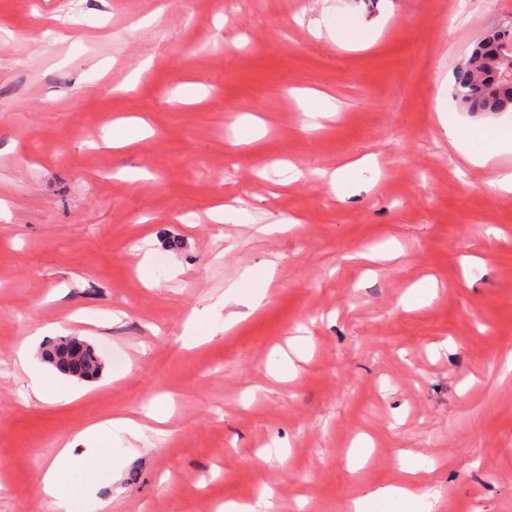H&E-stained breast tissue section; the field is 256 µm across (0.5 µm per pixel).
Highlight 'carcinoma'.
<instances>
[{"instance_id":"obj_1","label":"carcinoma","mask_w":512,"mask_h":512,"mask_svg":"<svg viewBox=\"0 0 512 512\" xmlns=\"http://www.w3.org/2000/svg\"><path fill=\"white\" fill-rule=\"evenodd\" d=\"M509 55L500 35L478 43L454 73L453 97L465 112H508L512 110V84L501 79L499 57ZM71 338L64 337L42 353L43 360L61 373L78 380L101 375L103 360L90 345L80 356L68 350Z\"/></svg>"}]
</instances>
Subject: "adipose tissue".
Here are the masks:
<instances>
[{
	"instance_id": "obj_1",
	"label": "adipose tissue",
	"mask_w": 512,
	"mask_h": 512,
	"mask_svg": "<svg viewBox=\"0 0 512 512\" xmlns=\"http://www.w3.org/2000/svg\"><path fill=\"white\" fill-rule=\"evenodd\" d=\"M309 25L315 35H328L340 46L355 44L357 34L368 33L373 29L372 23L359 16L355 9L349 8L339 13L326 6L322 7L319 17L310 20ZM470 127L472 138L486 143L485 153L471 158L472 166L484 167L494 157L512 149V129H500L486 120L471 122ZM271 282L272 273L267 270L251 276L246 287L228 288L224 294V302L231 305L232 310L224 318L225 328H232L248 315L254 314L265 300ZM61 332V326L56 323L33 325L14 359L17 368L30 371L29 388L37 400L45 403L52 400L45 377L42 373L30 370L34 348L43 338L56 336ZM144 430L145 427L139 420L128 416H114L86 425L75 441L63 442L55 464L51 465L41 478V496L51 512H85L86 502L81 488L67 486L60 469L61 463L72 457L76 444L84 445L83 456L97 484L109 486L114 481V466L100 449L95 448V441L116 438L134 443L142 439ZM437 500L436 490L407 482L371 489L354 499L350 509L351 512H433Z\"/></svg>"
}]
</instances>
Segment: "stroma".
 <instances>
[{
  "label": "stroma",
  "instance_id": "stroma-1",
  "mask_svg": "<svg viewBox=\"0 0 512 512\" xmlns=\"http://www.w3.org/2000/svg\"><path fill=\"white\" fill-rule=\"evenodd\" d=\"M325 4L378 19L375 42L296 23ZM493 29L512 30V0H0V512H48L38 485L64 439L150 411L170 418L147 420L137 454L102 442L118 478L95 512H207L264 484L278 512H347L400 481L403 450L431 463L436 512H512V195L436 114ZM297 89L335 114L305 129ZM242 113L266 133L238 147ZM127 116L155 131L134 155L105 145ZM366 155L375 186L338 199L321 171ZM276 160L304 178L277 184ZM219 197L251 223H210ZM280 219L295 225L258 233ZM390 243L401 255L379 257ZM268 261L265 305L225 330V291ZM430 281L437 297L411 300ZM206 306L213 339L183 348ZM76 312L127 374L76 400L77 379L53 375L55 402L27 398L28 321ZM299 342L296 377L267 376ZM277 441L287 459L259 462ZM209 309H194L191 315L188 317L184 324V332L181 336V341L186 347H193L200 343H202L207 336H214V334H206L207 336H202L199 333V325L200 322L205 318Z\"/></svg>",
  "mask_w": 512,
  "mask_h": 512
}]
</instances>
